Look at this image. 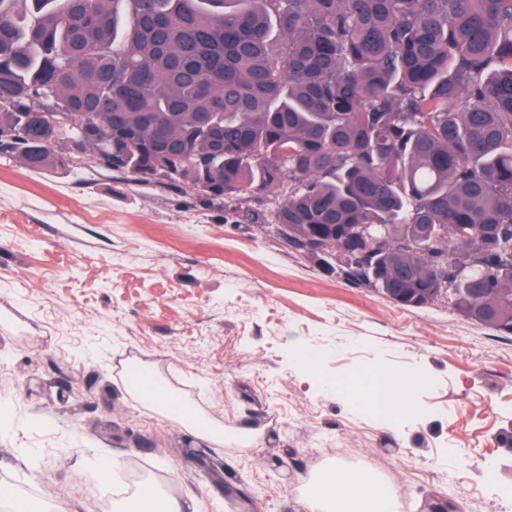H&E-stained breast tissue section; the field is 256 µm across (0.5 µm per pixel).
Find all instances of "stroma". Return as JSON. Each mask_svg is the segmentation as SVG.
I'll use <instances>...</instances> for the list:
<instances>
[{
	"mask_svg": "<svg viewBox=\"0 0 512 512\" xmlns=\"http://www.w3.org/2000/svg\"><path fill=\"white\" fill-rule=\"evenodd\" d=\"M58 149L69 168L0 153V477L34 506L48 490L57 512H130V489L102 487L109 457L196 512H304L303 484L331 463L425 506L512 512V336L444 298L397 306L349 281L343 255L294 250L275 194L218 206ZM246 209L261 223H240ZM142 361L223 445L127 393ZM378 369L414 382L392 424L329 387Z\"/></svg>",
	"mask_w": 512,
	"mask_h": 512,
	"instance_id": "1",
	"label": "stroma"
}]
</instances>
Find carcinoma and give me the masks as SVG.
<instances>
[{"label":"carcinoma","instance_id":"cac0c4a2","mask_svg":"<svg viewBox=\"0 0 512 512\" xmlns=\"http://www.w3.org/2000/svg\"><path fill=\"white\" fill-rule=\"evenodd\" d=\"M40 112L111 117L110 169L280 193L297 251L373 231L352 283L512 336V0H0V150L64 169Z\"/></svg>","mask_w":512,"mask_h":512}]
</instances>
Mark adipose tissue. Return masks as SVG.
<instances>
[{
  "label": "adipose tissue",
  "mask_w": 512,
  "mask_h": 512,
  "mask_svg": "<svg viewBox=\"0 0 512 512\" xmlns=\"http://www.w3.org/2000/svg\"><path fill=\"white\" fill-rule=\"evenodd\" d=\"M126 387L134 395L159 405L165 413L179 417L199 436L223 443V428L196 424L187 416L181 402L160 389L149 364H141L138 374L127 381ZM344 388L353 401L368 405L377 417L386 421L398 419L400 391L391 382H380L372 373L351 379ZM301 502L306 512H406L405 501L383 476L370 469L340 464L314 478L307 485Z\"/></svg>",
  "instance_id": "1"
}]
</instances>
